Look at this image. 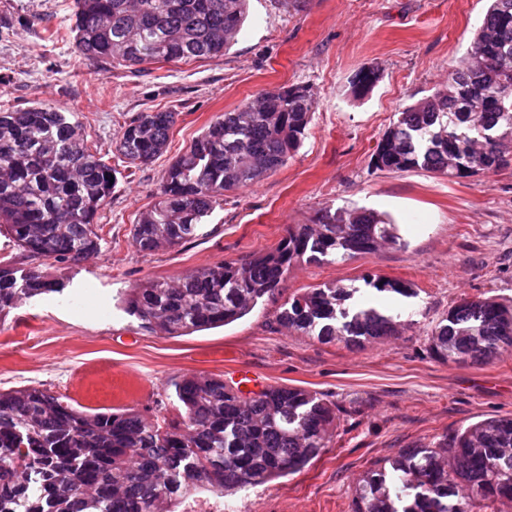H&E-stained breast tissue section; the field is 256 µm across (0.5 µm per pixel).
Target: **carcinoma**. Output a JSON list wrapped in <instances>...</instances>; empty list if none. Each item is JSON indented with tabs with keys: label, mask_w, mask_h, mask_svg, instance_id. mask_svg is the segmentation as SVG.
<instances>
[{
	"label": "carcinoma",
	"mask_w": 512,
	"mask_h": 512,
	"mask_svg": "<svg viewBox=\"0 0 512 512\" xmlns=\"http://www.w3.org/2000/svg\"><path fill=\"white\" fill-rule=\"evenodd\" d=\"M248 0H74L75 51L91 64L136 67L222 56L236 41ZM379 81L351 80L354 97ZM311 88L293 84L218 116L167 167L158 200L131 230L145 255L198 236L224 192L286 165L305 137ZM173 112H140L116 142L123 162L161 156ZM512 161V0H490L466 57L448 81L399 112L382 134L378 171L425 170L450 179ZM116 168L87 146L74 115L36 103L0 109V229L35 259L78 262L101 250L100 211ZM406 246L399 225L349 209L295 224L274 249L198 269L177 281L147 280L120 301L148 327L187 335L233 323L279 290L294 264L338 263ZM379 293L410 298L411 284L364 279ZM38 270L0 267V316L19 302L61 293ZM360 288L319 285L289 296L276 315L288 332L361 347L395 336L410 320L355 299ZM446 363H483L512 348V308L464 298L432 329ZM178 415L83 412L47 389L0 390V512H176L206 488L222 494L285 477L318 458L337 428L336 406L301 387L269 386L244 397L221 375L172 384ZM512 502V416L492 415L428 446L402 448L355 483L352 512H497Z\"/></svg>",
	"instance_id": "cac0c4a2"
}]
</instances>
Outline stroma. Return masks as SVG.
<instances>
[{
  "label": "stroma",
  "mask_w": 512,
  "mask_h": 512,
  "mask_svg": "<svg viewBox=\"0 0 512 512\" xmlns=\"http://www.w3.org/2000/svg\"><path fill=\"white\" fill-rule=\"evenodd\" d=\"M488 0H249L237 41L218 57L146 65L134 72L81 65L69 36L73 0H0V109L66 108L89 144L112 160L121 127L140 112L171 111L169 145L152 163L121 168L100 212L98 254L57 263L27 257L0 234V264L38 268L64 293L20 303L0 318V390L39 387L76 409H131L173 416V381L243 369L264 386H298L335 403L340 426L302 470L195 500L224 512H351L353 485L374 462L492 415H512V351L484 364L439 361L427 341L463 298L512 304V165L464 179L373 170L381 134L404 107L448 78L483 22ZM56 39H48V32ZM380 80L363 99L361 68ZM311 85L316 107L300 148L276 173L225 192L200 236L139 253L130 228L157 200L164 172L218 115L261 93ZM389 214L406 246L339 264L296 263L278 292L226 326L173 336L142 327L117 306L143 281L175 279L275 248L295 224L340 207ZM409 281L405 298L366 287L365 277ZM360 287L374 305L412 316L398 336L350 349L280 328L275 316L296 291ZM379 73L375 69H361L354 74L351 84V92L354 97H362L367 94L379 81Z\"/></svg>",
  "instance_id": "stroma-1"
}]
</instances>
